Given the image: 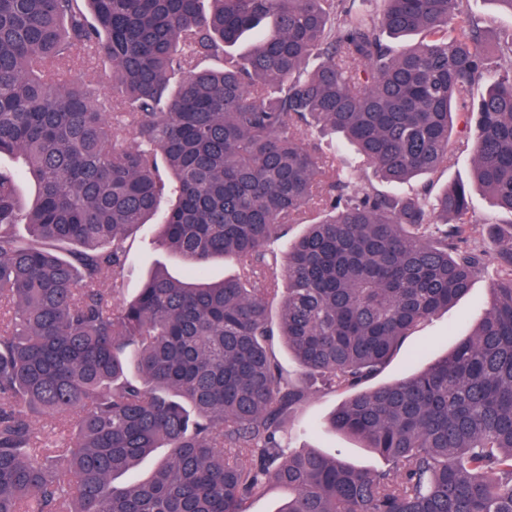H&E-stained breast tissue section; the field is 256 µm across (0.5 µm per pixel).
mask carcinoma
<instances>
[{"mask_svg": "<svg viewBox=\"0 0 512 512\" xmlns=\"http://www.w3.org/2000/svg\"><path fill=\"white\" fill-rule=\"evenodd\" d=\"M100 59L105 97L59 79ZM458 102L473 183L512 214V67L464 0H0V156L21 161L0 167V512H246L271 486L279 512H512V224L478 244L466 184L360 188L305 141L430 176ZM142 224L197 273L233 257L239 276L158 266L125 298ZM490 255L472 334L372 384ZM313 389L345 395L331 427L386 468L288 449Z\"/></svg>", "mask_w": 512, "mask_h": 512, "instance_id": "cac0c4a2", "label": "carcinoma"}]
</instances>
